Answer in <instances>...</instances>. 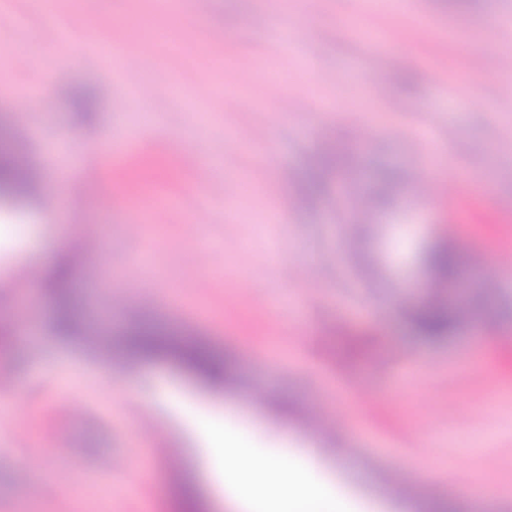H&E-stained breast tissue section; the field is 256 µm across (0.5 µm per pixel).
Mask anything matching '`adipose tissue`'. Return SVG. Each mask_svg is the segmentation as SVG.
I'll use <instances>...</instances> for the list:
<instances>
[{
  "label": "adipose tissue",
  "mask_w": 512,
  "mask_h": 512,
  "mask_svg": "<svg viewBox=\"0 0 512 512\" xmlns=\"http://www.w3.org/2000/svg\"><path fill=\"white\" fill-rule=\"evenodd\" d=\"M210 440L233 462L224 476L237 487L234 499L240 512H346L343 504L326 502L317 449L307 448L302 464L293 468L273 458L256 460L237 434L215 432Z\"/></svg>",
  "instance_id": "1"
}]
</instances>
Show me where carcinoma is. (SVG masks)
Masks as SVG:
<instances>
[{"label": "carcinoma", "mask_w": 512, "mask_h": 512, "mask_svg": "<svg viewBox=\"0 0 512 512\" xmlns=\"http://www.w3.org/2000/svg\"><path fill=\"white\" fill-rule=\"evenodd\" d=\"M23 152L15 145L9 128L0 130V203L6 200H30L36 196L39 178L29 162L23 161ZM349 154L336 148H326L315 154L296 174L301 194L308 203L323 201L331 175L348 167ZM391 202L390 182L382 180L366 198L358 201L364 218L371 219L385 213ZM425 266L438 278L439 284H455L462 278L459 254L447 244H438L423 256ZM50 294L59 315L56 330L61 336L76 333L82 323L81 310L75 302V290L84 287L77 263L61 260L49 274ZM462 309L453 301L432 303L426 301L416 310L412 325L417 333L438 341L452 335L459 324ZM124 355L132 360L170 358L178 361L206 383L229 380L235 374L231 358L217 355L208 345L199 341H183L172 327L161 329L143 318L132 326L122 340Z\"/></svg>", "instance_id": "carcinoma-1"}]
</instances>
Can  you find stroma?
Segmentation results:
<instances>
[{"instance_id": "stroma-1", "label": "stroma", "mask_w": 512, "mask_h": 512, "mask_svg": "<svg viewBox=\"0 0 512 512\" xmlns=\"http://www.w3.org/2000/svg\"><path fill=\"white\" fill-rule=\"evenodd\" d=\"M55 2L49 21L35 0H13L23 27L0 17V127L27 113L18 135L42 187L35 206L0 209V324L29 336L0 346L12 375L0 394V512H180L182 485L205 512H234L221 453L202 440L209 429L296 465L317 437L354 512H448L464 480L511 490L512 347L498 338L512 332V272L475 266L488 298L444 341L419 338L409 313L431 278L416 259L423 247L467 239L466 266L512 250V67L500 60L512 48V0L457 10L412 0L409 17L388 0H293L284 12L275 0H177L167 15L152 0H98L90 12ZM257 16L288 26L287 46L259 35ZM353 24L386 33L379 53L351 37ZM101 27L113 53L141 57L137 77L100 48L65 56L61 31L83 40ZM215 30L219 53L205 49ZM78 88L95 96L89 116L71 104ZM361 125L350 184L299 202L292 173L323 141L353 143ZM129 136L135 156L108 167L100 148ZM447 141L432 197L416 196L411 174ZM63 173L83 194L59 198ZM385 174L395 180L386 216L347 237L344 187L362 193ZM165 198L173 206L152 224ZM147 223L150 235L132 234ZM91 239L90 262L112 273L85 301L101 336L124 329L133 293L157 323L233 355L236 380L207 386L169 359L133 362L82 335L60 339L43 274ZM297 264L307 281H295ZM344 332L368 343L351 364L336 352ZM362 386L373 411L352 399ZM313 405L346 424L312 434ZM144 419L177 464L157 457L134 478L112 459L143 453ZM421 461L427 472L400 491ZM35 479L47 494L32 493Z\"/></svg>"}]
</instances>
